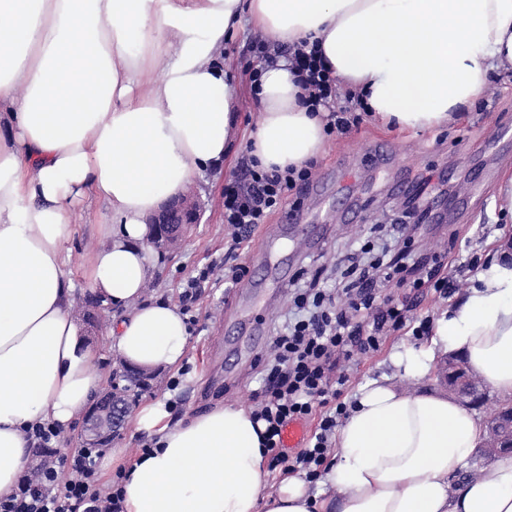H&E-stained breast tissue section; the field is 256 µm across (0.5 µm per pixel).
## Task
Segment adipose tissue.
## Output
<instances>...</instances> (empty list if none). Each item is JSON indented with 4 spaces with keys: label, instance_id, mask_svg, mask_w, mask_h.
I'll list each match as a JSON object with an SVG mask.
<instances>
[{
    "label": "adipose tissue",
    "instance_id": "adipose-tissue-1",
    "mask_svg": "<svg viewBox=\"0 0 512 512\" xmlns=\"http://www.w3.org/2000/svg\"><path fill=\"white\" fill-rule=\"evenodd\" d=\"M250 16L276 44L317 45L375 121L412 133L459 120L490 71L512 66V0H0V498L26 471L25 431L70 428L102 385L72 317L64 246L76 205L110 223L88 269L112 308L125 365L179 369L188 329L169 301L144 299L148 219L230 150L236 99L220 51ZM284 63L266 67L248 144L264 167L319 155L324 121ZM463 357L512 403V259L486 263L421 345L398 346L390 377L365 384L336 428L325 491L290 476L267 488L265 422L228 404L172 421L144 402L150 454L113 448L124 512H512V454L464 470L481 419L431 389Z\"/></svg>",
    "mask_w": 512,
    "mask_h": 512
}]
</instances>
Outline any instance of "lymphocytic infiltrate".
<instances>
[{"mask_svg":"<svg viewBox=\"0 0 512 512\" xmlns=\"http://www.w3.org/2000/svg\"><path fill=\"white\" fill-rule=\"evenodd\" d=\"M256 61L250 70L251 84H258L264 67L284 58L302 89L301 98L312 111L324 112L327 135H346L359 128L367 114L358 95L340 93L330 76L327 61L307 44L271 47L256 40ZM315 161L285 170L262 169L256 159L245 160L239 176L224 185V222L231 230V244L224 267L209 265L186 280L180 295L191 307L205 283L223 274L233 286L248 276L250 269L239 263L240 245L275 212L298 209L312 179ZM471 260L449 266L447 252L420 257L399 250L387 257L375 255L370 266H348L338 286L320 277L297 289L294 313L273 339L275 356L262 379L260 401L254 411L266 422V448L285 472H304L316 479L331 448L338 418L345 415L342 400L346 376L341 362L353 351L378 352L386 336L403 329L409 319L408 305H375L378 285L411 287L414 297L430 288L439 296L454 291L465 272L474 271ZM317 416L318 422L304 448L289 455L283 430L292 421ZM98 448L74 447L63 456L44 462L38 477H22L14 492L0 499V512H123L117 483L98 479Z\"/></svg>","mask_w":512,"mask_h":512,"instance_id":"obj_1","label":"lymphocytic infiltrate"}]
</instances>
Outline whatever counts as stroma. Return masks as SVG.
<instances>
[{
  "label": "stroma",
  "instance_id": "35a3bbf8",
  "mask_svg": "<svg viewBox=\"0 0 512 512\" xmlns=\"http://www.w3.org/2000/svg\"><path fill=\"white\" fill-rule=\"evenodd\" d=\"M257 35V29L245 19L224 45L223 56L234 65L239 112L233 149L220 166L193 177L203 204L201 221L193 225L176 251L151 252L156 267L145 289L146 298L178 303L188 277L210 263L222 261L228 249L224 184L239 173L247 158L246 140L260 112L250 95L248 79L254 61L252 42ZM506 123L512 125V70L491 72L475 106L452 126L412 134L369 118L358 131L329 138L317 158L314 177L329 181L333 194L323 199L305 197L300 213L307 222L330 225V234L317 244L301 245L292 225L283 223L277 214L269 219L266 229L256 230L237 252L239 262L257 260L261 239L268 232L275 238V253L288 260V281L278 288L259 282L239 284L234 289L239 306L249 310L261 329L254 338L253 350L246 355L236 350L238 337L232 332L234 320L228 305L230 292L220 283L205 285L190 310L197 324L189 332V354L179 387L173 391L167 387L171 370H152L148 390L131 391L130 409L150 399L176 398L180 405L173 416L179 419L223 403L253 407L262 369L273 357L272 338L291 308L292 279L318 269L330 278L339 277L341 259L360 257V248L367 241L400 248L398 222L404 217L405 207L398 184L412 181L417 173L431 168L447 173L442 201L448 221L420 225L412 233L414 247L423 251L447 249L452 260L460 256L485 260L494 252L499 235L483 234V225L507 221L492 205L495 188L506 173L512 172V140L495 137L497 128ZM379 141L390 142L396 149L395 160L386 169L370 158ZM72 228L65 245L66 269L75 283L76 296L81 297L90 291L88 260L102 243V231L88 222L82 206L73 214ZM446 304L445 298L426 291L410 313L409 327L387 336L378 352L357 356L347 363V396L355 397L366 382L389 372L388 356L393 348L416 343L413 326L424 319L435 320Z\"/></svg>",
  "mask_w": 512,
  "mask_h": 512
}]
</instances>
